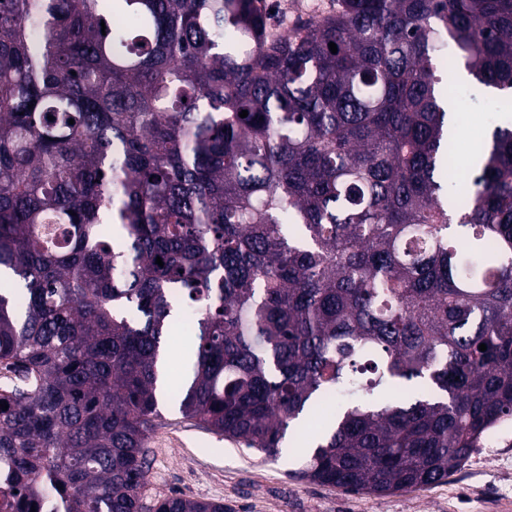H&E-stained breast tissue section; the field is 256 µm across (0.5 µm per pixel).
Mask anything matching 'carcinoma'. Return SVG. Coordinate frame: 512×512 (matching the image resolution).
<instances>
[{
	"label": "carcinoma",
	"instance_id": "1",
	"mask_svg": "<svg viewBox=\"0 0 512 512\" xmlns=\"http://www.w3.org/2000/svg\"><path fill=\"white\" fill-rule=\"evenodd\" d=\"M463 69L512 94V0H337L277 34L263 0H0V512H224L146 493L165 391L348 492L490 441L512 125L451 162Z\"/></svg>",
	"mask_w": 512,
	"mask_h": 512
}]
</instances>
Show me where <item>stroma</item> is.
Wrapping results in <instances>:
<instances>
[{
  "mask_svg": "<svg viewBox=\"0 0 512 512\" xmlns=\"http://www.w3.org/2000/svg\"><path fill=\"white\" fill-rule=\"evenodd\" d=\"M463 128L453 151L471 161L474 147L495 124L512 121V95L491 92L459 79L454 98ZM148 439V495L177 493L190 499L221 501L230 512H512V430L439 484L387 496L346 492L294 473L306 456L282 442L281 454H264L183 419L165 399Z\"/></svg>",
  "mask_w": 512,
  "mask_h": 512,
  "instance_id": "stroma-1",
  "label": "stroma"
}]
</instances>
